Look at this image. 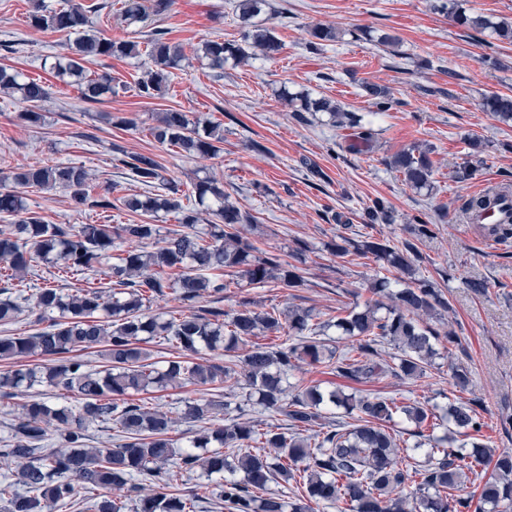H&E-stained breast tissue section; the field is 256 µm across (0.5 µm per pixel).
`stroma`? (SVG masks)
Here are the masks:
<instances>
[{
	"label": "stroma",
	"mask_w": 512,
	"mask_h": 512,
	"mask_svg": "<svg viewBox=\"0 0 512 512\" xmlns=\"http://www.w3.org/2000/svg\"><path fill=\"white\" fill-rule=\"evenodd\" d=\"M233 3L173 0L159 26L187 59L169 88L151 99L140 96L136 82L150 65L147 57L101 58L88 69L109 73L114 91L92 104L53 69L69 35L31 28V0H0V66L52 86L36 125L19 118L11 98L0 97V173L26 164L77 163L94 175L92 195L107 190L117 200L145 190L122 157L149 153L177 185L183 206H193L198 179H216L231 202L252 216L245 234L259 250L288 255L296 241L307 243L298 264L303 287L251 288L231 278L219 294L192 302L159 297L145 305V314L168 318L212 306L232 311L245 292L262 311L298 305L330 316L344 313L371 300L369 283L384 271L370 257L336 258L328 243L347 231L398 243L409 238V225L431 223L432 236L418 243L416 276L434 282L447 298V318L465 346L462 360L487 409L486 433L496 447L512 448V242L485 238L480 225L467 223L459 212L470 195L512 188V122L482 108L485 95L512 94V44L458 27L433 10L432 0H270L280 54L225 67L218 80L195 50L206 39H238ZM317 23L334 26L343 37L312 53L306 47L308 29ZM365 29L398 36L397 51L362 39ZM365 81L389 88L388 108L371 103L361 88ZM284 86L356 112L375 132L370 149L355 148L351 130L331 126L325 115L295 120L277 97ZM169 109L221 124V152L188 159L178 148L158 143L151 129L157 114ZM471 137L484 143L486 163L473 179L458 183L453 170L464 161ZM414 146L431 151L432 193L414 191L387 164L390 156ZM314 167L322 178L312 177ZM23 196L29 215L47 224L140 221L120 206L106 213L74 211L59 190L27 188ZM377 197L392 206L394 221L365 226L362 211ZM473 279L485 282L484 292L468 288ZM433 362L427 377H388L369 389L400 402L445 403L452 395L447 352Z\"/></svg>",
	"instance_id": "obj_1"
}]
</instances>
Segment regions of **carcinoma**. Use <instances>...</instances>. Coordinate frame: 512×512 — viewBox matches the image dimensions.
<instances>
[{
	"label": "carcinoma",
	"instance_id": "obj_1",
	"mask_svg": "<svg viewBox=\"0 0 512 512\" xmlns=\"http://www.w3.org/2000/svg\"><path fill=\"white\" fill-rule=\"evenodd\" d=\"M173 0H121L120 13L129 23L155 21L168 13ZM433 9L475 31L491 30L498 39L512 42V21H494L463 8L459 0H441ZM97 8L81 3L47 9L36 0L29 15L30 26L38 31L74 35L69 53L58 69L75 78L89 103H98L112 92V77L87 74L85 64L101 57L146 55L151 66L138 79L140 95L154 97L169 86L173 70L185 59L180 45L166 41L163 29L155 27L145 48L135 40L115 41L96 35L92 14ZM236 15L240 40H207L199 48L211 70L224 73L228 63L244 64L262 55L270 57L282 49L276 35L269 0H237ZM307 48L313 52L337 39L336 28L316 24L308 30ZM367 96L379 109L388 107L387 87L365 81ZM0 94L19 95L21 119L38 123L41 106L49 90L37 79L19 81L11 69L0 67ZM281 99L299 118L305 112H322L336 128L358 130L359 143L371 145L373 129L336 101L308 93L283 92ZM482 107L499 119L512 121V96L492 93ZM154 138L179 148L188 156L214 157L224 143V130L205 124L197 117L176 109L159 113ZM485 148L470 142L467 159L457 165L458 182L473 178L486 162ZM138 182L158 183L167 194H131L122 205L131 213L151 214L179 211L181 230H163L158 224H44L25 217L21 189H61L76 211L91 206L112 209L109 193L91 199V174L83 166H23L0 177V215L15 221L0 226V278L21 287L36 263L75 275L85 273L106 256L116 241L131 242L119 262L110 267L112 285L122 291L77 288L64 294L51 284L19 298H0V322L15 321L23 305L38 312L48 325L27 336L0 337V359L28 356L42 364L0 372V399H12L22 385L65 390L77 399L73 406H58L32 398L20 404L13 424L11 447L0 451V468L11 470L13 480L0 483V502L6 512H53L54 507L84 492L96 489H125L135 494V512H195V498L171 493L179 474L201 471L219 479L215 496L229 512H312V504L334 507L338 512H512V451H498L484 434L486 408L478 397L465 401L448 399L439 406L429 401L399 405L393 398L371 394L325 393L316 385L288 383L296 362L324 365L337 376L358 384L375 383L388 376L419 379L426 374L437 354L435 346L448 345L449 383L454 391L472 393L471 370L455 351L464 350L452 329L440 330L431 320H443L448 300L428 280L416 279L400 285V275H412L419 253L416 241L432 233L428 224L413 226V239L396 245L386 239L367 236L356 240L344 235L328 244L339 258L372 255L386 270L399 276L374 280L369 291L374 302L359 310L324 321L311 308L293 306L287 312L259 311L254 300L243 296L238 308L228 313L214 307L203 314H189L163 320L143 312L153 297L174 295L194 301L224 291L226 284L213 276L224 270L248 285L274 283L281 288L305 284L299 268L276 251H260L241 235L240 225L251 222L228 200L214 180L194 183L199 209L183 210L178 188L169 181L151 155L136 153L122 160ZM390 168L403 175L412 189L431 188L433 162L430 150L412 147L394 154ZM492 193L468 197L462 212L470 216L491 206ZM208 214L207 220L202 214ZM393 210L377 198L363 211L366 225L390 224ZM485 236L499 241L512 238V222L491 224ZM385 313H380V310ZM334 328L350 340L340 348L325 343L326 330ZM258 336L282 339L278 344H261ZM161 339L176 345L179 356L166 361L158 371L147 363L141 343ZM393 349L391 360L382 358V348ZM246 347L241 370L235 363H198L186 359L199 348L234 353ZM103 349L107 365L91 369L87 362L68 357L78 350ZM240 374L247 389L245 402L271 410L288 419L282 429L260 423L241 414L240 407L218 397L186 399L179 417L159 409L125 401V396L151 387H198L222 382ZM342 408L352 422L321 424L322 411ZM404 415L414 429L394 430L388 424ZM446 427L441 436L423 434L428 419ZM200 423L202 427L187 447L172 438L179 422ZM100 422L112 425L121 442L112 448L88 444L86 430ZM54 427L59 446L47 448L48 427ZM420 438L413 445L405 436ZM492 465L488 476L476 470ZM293 481L303 494L290 501L268 484L276 477ZM476 482L479 497L465 493L467 482ZM479 504L472 505L473 499ZM128 502L103 495L96 512H124Z\"/></svg>",
	"mask_w": 512,
	"mask_h": 512
}]
</instances>
